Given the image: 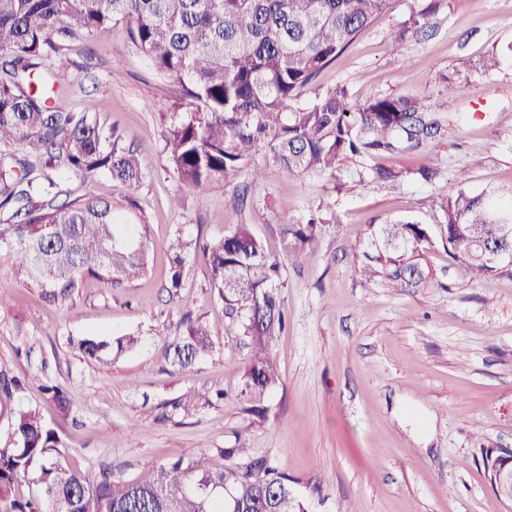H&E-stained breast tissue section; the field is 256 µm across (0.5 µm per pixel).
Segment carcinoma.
<instances>
[{
    "instance_id": "carcinoma-1",
    "label": "carcinoma",
    "mask_w": 512,
    "mask_h": 512,
    "mask_svg": "<svg viewBox=\"0 0 512 512\" xmlns=\"http://www.w3.org/2000/svg\"><path fill=\"white\" fill-rule=\"evenodd\" d=\"M388 0H0V248H6L16 280L50 301L72 296L85 277L133 281L149 261L147 225L128 222L123 211L143 182L140 149L126 146L97 116L49 104V60L66 49L73 29L102 39L120 20L131 24L135 43L156 72L175 79L192 106L171 116L166 147L182 192H194L236 175L264 154L288 174L336 177L346 161L419 148L440 133L425 99L416 95L369 97L351 103L333 87L314 101L299 98L358 34L384 12ZM468 85L448 81L439 108L448 118ZM91 178L108 175L121 200L95 197L57 203L61 191L49 173ZM459 188L438 204L441 223L382 224L373 263L361 267L370 281L384 273L415 287L429 276L423 264L437 245L448 260L477 277L512 288V262L489 263L485 245L512 257V195L497 189L473 194ZM326 219L318 212L301 222L280 206L279 253L274 255L250 224H233L224 236L195 242L206 256L212 288L236 316L248 357L239 398L244 411L262 416L266 396L281 383L272 344L288 315L284 262L296 263L313 245ZM190 243L169 245L170 277L182 287ZM139 337L84 339L91 359L119 357ZM209 328L191 321L187 334L166 346L171 366L185 370L208 354ZM20 382L0 375V415L12 441L0 447V502L8 512H306L292 479L263 459L245 457V446L196 448L139 482L107 473L92 482L61 460V439L38 410H13ZM208 393L193 392L176 408L190 416ZM27 478L37 487L15 495Z\"/></svg>"
}]
</instances>
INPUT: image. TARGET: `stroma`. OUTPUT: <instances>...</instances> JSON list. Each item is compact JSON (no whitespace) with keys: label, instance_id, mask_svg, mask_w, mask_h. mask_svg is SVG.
Here are the masks:
<instances>
[{"label":"stroma","instance_id":"stroma-1","mask_svg":"<svg viewBox=\"0 0 512 512\" xmlns=\"http://www.w3.org/2000/svg\"><path fill=\"white\" fill-rule=\"evenodd\" d=\"M429 2L388 0L300 100L341 85L354 103L412 94L433 106L443 77L471 85L438 146L349 162L336 180L292 176L259 155L260 179L244 170L186 196L165 149L179 84L156 73L128 22L100 41L74 30L54 60V101L97 115L142 146L135 201L149 226L150 258L135 281L90 278L51 304L14 279L0 251V292L9 297L0 306V372L24 379L14 408H40L69 465L135 482L187 449L241 442L294 479L307 512H512L483 465L487 449L512 448V288L475 277L439 246L423 287L359 274L377 254L371 226L439 223L438 203L456 190L458 172L474 193L512 188V56L494 72L477 67L486 53L512 45V0H438L416 33L395 41L396 27ZM424 165L435 171L431 180L417 173ZM378 166L405 176L374 180ZM237 195L243 205H234ZM284 200L296 216L319 206L333 221L303 260L286 265L289 323L273 348L283 383L261 418L235 398L247 349L211 286L206 257L190 252L176 290L167 244L179 232L206 240L249 224L276 248ZM188 313L210 326L215 347L178 370L164 344L182 336ZM124 334L141 341L115 360L90 359L78 348L84 339ZM47 382L68 392V412L43 392ZM218 387L227 398L182 418L175 404L184 392Z\"/></svg>","mask_w":512,"mask_h":512}]
</instances>
